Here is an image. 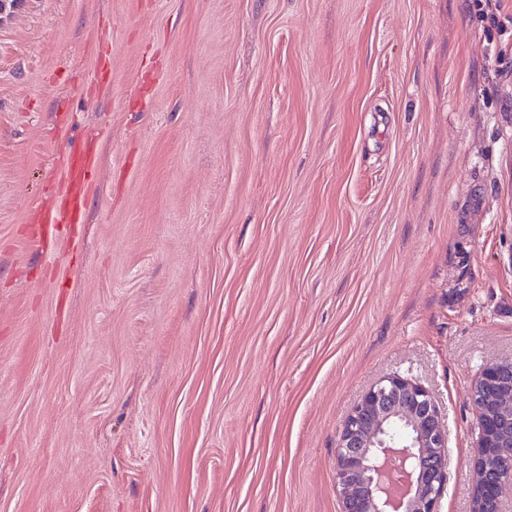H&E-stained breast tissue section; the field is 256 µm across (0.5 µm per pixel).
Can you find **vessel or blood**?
<instances>
[{
    "instance_id": "1",
    "label": "vessel or blood",
    "mask_w": 512,
    "mask_h": 512,
    "mask_svg": "<svg viewBox=\"0 0 512 512\" xmlns=\"http://www.w3.org/2000/svg\"><path fill=\"white\" fill-rule=\"evenodd\" d=\"M95 172V162L86 148L73 149L65 173V190L48 209L46 233L52 234L66 224H79L87 199V187Z\"/></svg>"
}]
</instances>
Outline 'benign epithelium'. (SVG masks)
I'll return each mask as SVG.
<instances>
[{"label": "benign epithelium", "mask_w": 512, "mask_h": 512, "mask_svg": "<svg viewBox=\"0 0 512 512\" xmlns=\"http://www.w3.org/2000/svg\"><path fill=\"white\" fill-rule=\"evenodd\" d=\"M512 383V359L484 367L471 390L478 415L473 512H503L501 494L512 483V398L493 407L488 394ZM408 431L399 441L391 420ZM448 437L432 393L390 377L367 391L345 419L336 452L342 512H437L447 482Z\"/></svg>", "instance_id": "benign-epithelium-1"}]
</instances>
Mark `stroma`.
<instances>
[{
  "instance_id": "stroma-1",
  "label": "stroma",
  "mask_w": 512,
  "mask_h": 512,
  "mask_svg": "<svg viewBox=\"0 0 512 512\" xmlns=\"http://www.w3.org/2000/svg\"><path fill=\"white\" fill-rule=\"evenodd\" d=\"M15 0L0 13V512H340L401 376L471 512L512 358V0ZM96 133L75 235L40 246Z\"/></svg>"
}]
</instances>
